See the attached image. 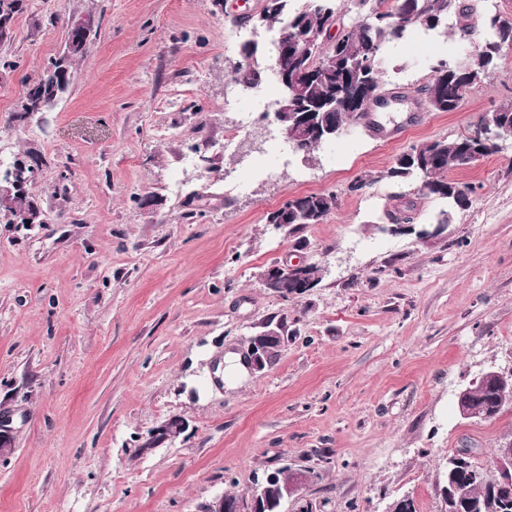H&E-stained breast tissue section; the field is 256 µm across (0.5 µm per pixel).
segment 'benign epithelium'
<instances>
[{"mask_svg": "<svg viewBox=\"0 0 512 512\" xmlns=\"http://www.w3.org/2000/svg\"><path fill=\"white\" fill-rule=\"evenodd\" d=\"M294 119L297 129L303 137L311 140L321 136L322 130H331L336 126L335 115L331 114L324 127H319L309 119L306 112H276L274 123L283 134H288L284 124ZM37 170L33 167L20 171L17 165L9 167L8 172L0 176V202L6 203L7 198L14 194L27 193V186L36 179ZM261 281L267 290L276 293L282 282L287 281L294 287V293L301 294L315 286V278L311 274V264L305 261H290L288 259L274 263L261 274ZM278 343L281 347L288 346V337L284 328L279 325L264 326V330L256 334L254 339L248 341L246 364L252 373L260 372L271 365L268 358V345ZM487 388L494 395L502 398V406L494 407L488 411L483 419L496 418L503 407L512 405V370L501 371L490 369L481 373L472 384L461 390L457 395L458 412L463 419H472L474 414L469 408L471 397L480 389ZM185 427V422L179 417L165 420L154 431L152 438L164 442L178 437ZM474 451L471 448H460L448 457L447 469L455 471L471 463ZM496 468L505 474H512V440L500 445L493 454ZM288 482L279 484L277 471L264 475L257 482L255 490L248 499L231 498L224 494L215 497L206 505L205 512H270L271 506L278 502L283 504L293 501L300 512H315L313 503L306 497V489L317 477L311 470L289 468Z\"/></svg>", "mask_w": 512, "mask_h": 512, "instance_id": "obj_1", "label": "benign epithelium"}]
</instances>
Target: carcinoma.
<instances>
[{
  "label": "carcinoma",
  "instance_id": "cac0c4a2",
  "mask_svg": "<svg viewBox=\"0 0 512 512\" xmlns=\"http://www.w3.org/2000/svg\"><path fill=\"white\" fill-rule=\"evenodd\" d=\"M357 8L355 16L344 22L336 11V0H275L274 6L264 10L252 28L262 26L274 33L272 65L264 66L260 57L264 48L252 39L239 46V59L231 66L232 80L245 89H255L272 71L280 79L281 70L288 71L291 80L288 111L336 113V135L346 125L359 122L357 100L380 96L384 87V56L391 45L408 35L419 33L430 39L448 35V17H455L461 30L468 29L464 21L473 7L463 0H351ZM336 23V39L309 45L290 41L288 52H281L286 37L298 29L320 32L330 23ZM486 38L480 51L464 66H457L445 58L436 57L431 63V75L426 85V103L433 112H455L465 94L481 80L490 77L497 68L501 55L499 45L512 42V19L489 11L485 16ZM82 55L80 48L51 58L33 82L38 92L61 97L65 90L57 83V70L71 67ZM477 128L501 134L512 129V101L495 112L481 117ZM288 141L297 150L310 154L329 141L300 140L293 128H288ZM499 147V140L489 135L474 137L470 133L452 140H430L417 143L400 154L383 178L398 188L409 190L426 182L431 185L428 198L438 200L442 207L417 231L420 238L436 234L438 226L449 224L453 212L460 209L459 198L472 196L473 189L448 178V169L465 165V156L480 152L488 157ZM289 230H301L309 224H320L336 207L333 193H309L295 196L288 203ZM502 475L492 468L483 469L482 478H476L462 467L442 478L441 484L452 482L463 490L456 500L454 512H512V502L491 500L493 487Z\"/></svg>",
  "mask_w": 512,
  "mask_h": 512
}]
</instances>
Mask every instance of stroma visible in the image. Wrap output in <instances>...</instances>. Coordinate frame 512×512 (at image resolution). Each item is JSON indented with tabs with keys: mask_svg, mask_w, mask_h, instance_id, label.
I'll use <instances>...</instances> for the list:
<instances>
[{
	"mask_svg": "<svg viewBox=\"0 0 512 512\" xmlns=\"http://www.w3.org/2000/svg\"><path fill=\"white\" fill-rule=\"evenodd\" d=\"M263 0H21L0 43V163L27 157L42 224L0 219V512H204L249 495L264 471L317 474L320 512H385L410 496L443 512L439 474L459 448L490 466L512 438V407L461 419L455 396L487 369L512 368V138L448 177L472 204L423 241L381 231L396 206L384 172L426 140L474 130L512 100V53L458 111L417 101L432 54L465 64L476 40L391 47L389 87L410 101L376 112L280 164L256 101L236 155L218 148L242 112L224 108L228 66ZM99 29L50 112L16 108L68 26ZM367 184L360 190L358 179ZM337 206L295 233L268 224L289 197ZM320 281L281 297L261 273L284 259ZM287 319L279 359L234 391L214 360ZM178 416L180 436L150 433Z\"/></svg>",
	"mask_w": 512,
	"mask_h": 512,
	"instance_id": "35a3bbf8",
	"label": "stroma"
}]
</instances>
